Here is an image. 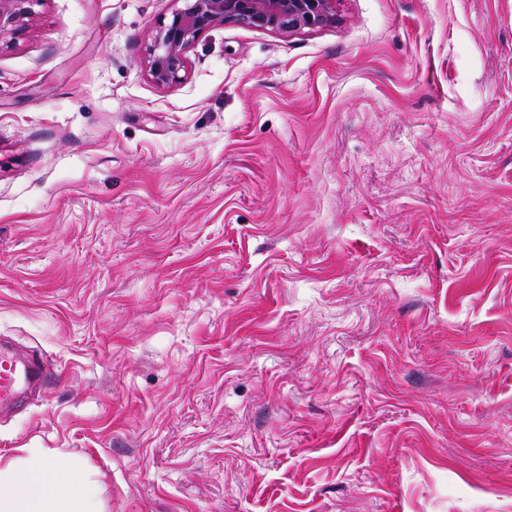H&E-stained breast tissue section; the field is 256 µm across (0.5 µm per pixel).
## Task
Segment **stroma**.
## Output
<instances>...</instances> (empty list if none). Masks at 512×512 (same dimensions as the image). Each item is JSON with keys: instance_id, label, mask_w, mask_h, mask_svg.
<instances>
[{"instance_id": "1", "label": "stroma", "mask_w": 512, "mask_h": 512, "mask_svg": "<svg viewBox=\"0 0 512 512\" xmlns=\"http://www.w3.org/2000/svg\"><path fill=\"white\" fill-rule=\"evenodd\" d=\"M172 0L0 35V460L104 512H512V0H342L143 66ZM51 375L50 368L32 364L0 348V407L19 400L32 382H43Z\"/></svg>"}]
</instances>
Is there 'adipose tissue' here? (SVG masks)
Returning a JSON list of instances; mask_svg holds the SVG:
<instances>
[{
	"instance_id": "obj_1",
	"label": "adipose tissue",
	"mask_w": 512,
	"mask_h": 512,
	"mask_svg": "<svg viewBox=\"0 0 512 512\" xmlns=\"http://www.w3.org/2000/svg\"><path fill=\"white\" fill-rule=\"evenodd\" d=\"M0 512H102V503L79 461L29 448L0 465Z\"/></svg>"
}]
</instances>
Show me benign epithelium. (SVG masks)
<instances>
[{
    "label": "benign epithelium",
    "mask_w": 512,
    "mask_h": 512,
    "mask_svg": "<svg viewBox=\"0 0 512 512\" xmlns=\"http://www.w3.org/2000/svg\"><path fill=\"white\" fill-rule=\"evenodd\" d=\"M42 0H0V35L16 32ZM168 20L158 23L146 49L145 67L159 87L182 82L187 52L207 31L228 23L276 33L336 24L342 0H174Z\"/></svg>",
    "instance_id": "benign-epithelium-1"
}]
</instances>
